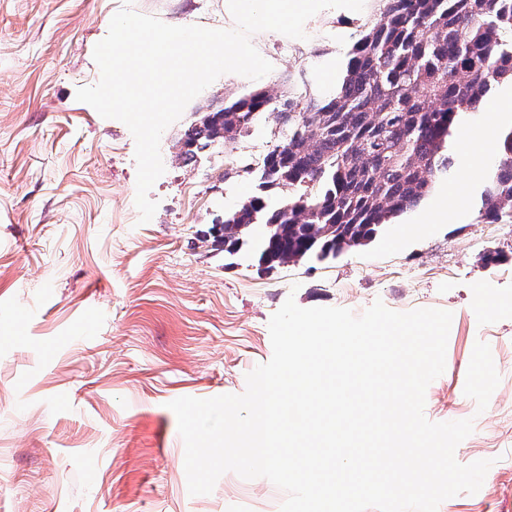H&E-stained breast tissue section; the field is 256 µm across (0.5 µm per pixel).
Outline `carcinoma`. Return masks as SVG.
I'll return each instance as SVG.
<instances>
[{
    "instance_id": "carcinoma-1",
    "label": "carcinoma",
    "mask_w": 512,
    "mask_h": 512,
    "mask_svg": "<svg viewBox=\"0 0 512 512\" xmlns=\"http://www.w3.org/2000/svg\"><path fill=\"white\" fill-rule=\"evenodd\" d=\"M378 23L351 50L338 86L310 93H246L192 122L181 156L230 147L261 123L281 139L249 176L258 193L211 228L232 255L252 245L273 269L336 258L372 241L451 175L450 138L495 87L512 84V0H382ZM282 186L288 202L265 196ZM480 218L512 223V127L480 195Z\"/></svg>"
}]
</instances>
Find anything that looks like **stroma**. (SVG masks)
Listing matches in <instances>:
<instances>
[{
  "label": "stroma",
  "mask_w": 512,
  "mask_h": 512,
  "mask_svg": "<svg viewBox=\"0 0 512 512\" xmlns=\"http://www.w3.org/2000/svg\"><path fill=\"white\" fill-rule=\"evenodd\" d=\"M166 23L224 25L221 0H0V512H280L269 480L224 473L190 495L169 402L240 394L272 356L268 323L287 297L303 308L451 311L444 373L427 388L433 422L473 419L458 462L492 465L477 493L438 512H512V223L477 210L429 220L432 194L367 245L324 262L259 266L251 247L214 249L215 220L252 181L225 178L276 143L258 125L232 153L196 161L181 134L247 92L326 88L379 0L324 12L307 38L272 37L259 82L216 79L160 142L164 174L135 207V140L75 98L100 76L93 49L124 5Z\"/></svg>",
  "instance_id": "stroma-1"
}]
</instances>
